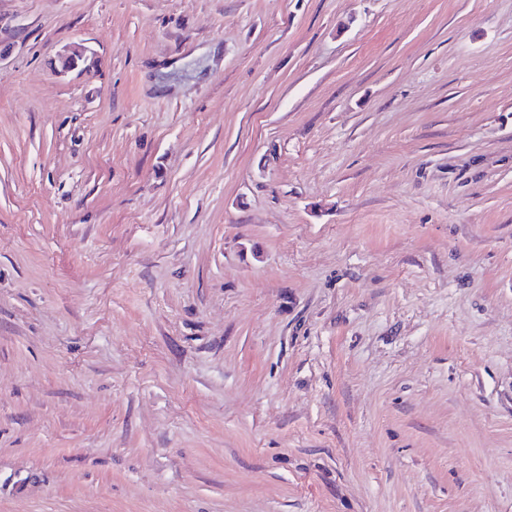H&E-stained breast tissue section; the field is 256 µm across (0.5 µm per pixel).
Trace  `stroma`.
Instances as JSON below:
<instances>
[{"mask_svg": "<svg viewBox=\"0 0 512 512\" xmlns=\"http://www.w3.org/2000/svg\"><path fill=\"white\" fill-rule=\"evenodd\" d=\"M0 512H512V0H0Z\"/></svg>", "mask_w": 512, "mask_h": 512, "instance_id": "35a3bbf8", "label": "stroma"}]
</instances>
